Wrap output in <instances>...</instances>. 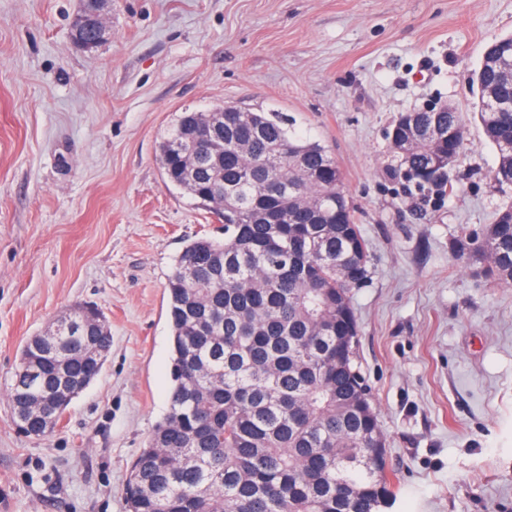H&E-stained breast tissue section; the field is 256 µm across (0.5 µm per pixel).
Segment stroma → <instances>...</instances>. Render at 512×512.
Masks as SVG:
<instances>
[{"mask_svg": "<svg viewBox=\"0 0 512 512\" xmlns=\"http://www.w3.org/2000/svg\"><path fill=\"white\" fill-rule=\"evenodd\" d=\"M79 0H0V512H127V470L167 411V278L222 219L166 182L176 116L275 110L336 159L368 244L356 364L386 440L385 512H512V287L456 261L512 186L473 118L471 75L512 0H112L75 47ZM467 115L453 189L405 180L404 113ZM96 306L112 347L46 437L7 402L26 341ZM95 1V8L94 3L91 1H87V9L89 12L93 11L92 16V23H93V29L95 33V37L93 40L84 43L80 42L77 44L81 49L85 51H91L95 49L101 42H103L106 38V36L109 34V27H108V16L111 13L112 9V0H93Z\"/></svg>", "mask_w": 512, "mask_h": 512, "instance_id": "1", "label": "stroma"}]
</instances>
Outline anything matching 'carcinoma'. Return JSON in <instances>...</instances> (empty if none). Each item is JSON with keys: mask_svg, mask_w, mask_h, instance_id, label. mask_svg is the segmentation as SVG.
Wrapping results in <instances>:
<instances>
[{"mask_svg": "<svg viewBox=\"0 0 512 512\" xmlns=\"http://www.w3.org/2000/svg\"><path fill=\"white\" fill-rule=\"evenodd\" d=\"M512 36L491 44L476 74V114L497 153L493 178L512 185V101L502 68ZM182 112L159 143L166 180L223 218L224 239L198 237L168 277L172 387L168 412L128 471V512H380L393 496L385 440L355 366L352 290L370 254L325 146L297 136L277 112H224L202 123ZM465 119L409 112L387 137L418 185H448ZM220 140L221 159L183 158ZM484 262L491 283L512 285V205L460 240L456 257ZM78 307L46 360L32 336L7 398L18 413L51 397L60 377L86 389L85 349L98 333Z\"/></svg>", "mask_w": 512, "mask_h": 512, "instance_id": "carcinoma-1", "label": "carcinoma"}]
</instances>
